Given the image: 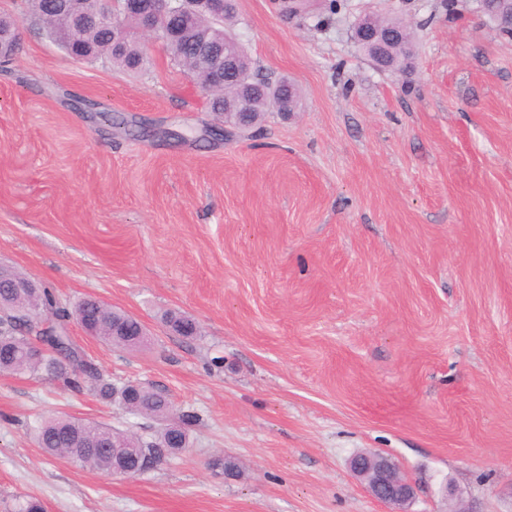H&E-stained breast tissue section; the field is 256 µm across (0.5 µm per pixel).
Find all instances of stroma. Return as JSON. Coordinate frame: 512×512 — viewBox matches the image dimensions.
<instances>
[{
  "mask_svg": "<svg viewBox=\"0 0 512 512\" xmlns=\"http://www.w3.org/2000/svg\"><path fill=\"white\" fill-rule=\"evenodd\" d=\"M285 2L237 0L232 32L298 86L295 114L213 137L162 43L139 74L76 62L0 0L21 33L0 62V262L137 318L141 349L68 331L113 384L199 416L185 452L114 477L45 454L34 425L157 421L0 374V512H386L349 468L366 451L411 481L410 512H512V36L477 0ZM369 11L411 27L409 72L359 50ZM224 454L238 477L212 470Z\"/></svg>",
  "mask_w": 512,
  "mask_h": 512,
  "instance_id": "stroma-1",
  "label": "stroma"
}]
</instances>
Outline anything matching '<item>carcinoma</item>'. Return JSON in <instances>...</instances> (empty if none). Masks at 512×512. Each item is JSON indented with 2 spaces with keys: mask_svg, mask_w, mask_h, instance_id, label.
Listing matches in <instances>:
<instances>
[{
  "mask_svg": "<svg viewBox=\"0 0 512 512\" xmlns=\"http://www.w3.org/2000/svg\"><path fill=\"white\" fill-rule=\"evenodd\" d=\"M32 14L41 21L47 34L66 52L73 46L83 44L89 47L85 57L87 61L106 59L112 64L131 72L145 70V59L136 38H129L123 47L112 46V32L104 27L91 26L80 32L69 30V25L60 15L51 16L46 11L47 0H27ZM235 14L229 12L220 22L211 20L205 14H194L176 23L185 27L186 34L165 44L171 58L182 65L191 80L202 86L206 80V71L197 61L192 49L190 37L207 36L216 44L224 43V36L231 35L230 26ZM388 23L401 29L400 40L396 42L392 53L377 56L373 49L360 46L372 61L387 70L403 72L407 70L412 53L413 32L398 20ZM242 66L238 79L224 85L207 99L209 110L222 115L226 112H239L242 118L253 122L262 119L272 105V95L288 85V78L281 77L270 81L253 73L252 62L245 51H240ZM84 311L92 316L100 315L103 328L99 339L108 345L138 347L144 343V337L138 335L139 321L122 312L108 307H100L92 298L82 300ZM33 312L39 319L50 321V326L34 325L27 317ZM67 309L60 306L54 289L47 286L32 292H18L14 288H0V373L42 377L59 381L71 391L82 392L89 389L101 400L112 401V382L101 370L72 342L67 334ZM119 321L125 329V335L108 334L112 320ZM40 341L51 347L52 352L39 355L35 342ZM146 416L164 421L157 433L144 438L126 431L120 435L130 444L141 448L151 460L173 456L183 452L181 448H168L166 444L172 436L190 441L186 423L168 422L171 415L170 402L149 387L143 388L125 410L132 415ZM35 439L44 453L53 457H63L79 466H89L107 471L112 466L107 449L97 447L104 438L112 436V427L90 421L76 420L66 416H48L38 422L34 429Z\"/></svg>",
  "mask_w": 512,
  "mask_h": 512,
  "instance_id": "cac0c4a2",
  "label": "carcinoma"
}]
</instances>
